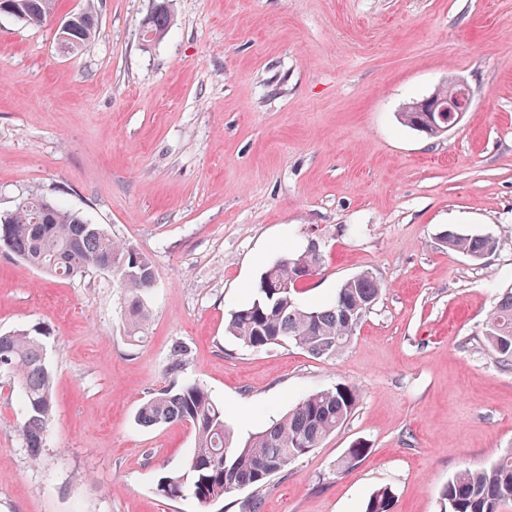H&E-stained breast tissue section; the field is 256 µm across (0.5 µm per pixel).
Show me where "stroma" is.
I'll return each instance as SVG.
<instances>
[{"mask_svg": "<svg viewBox=\"0 0 512 512\" xmlns=\"http://www.w3.org/2000/svg\"><path fill=\"white\" fill-rule=\"evenodd\" d=\"M92 3L95 39L67 53L57 23L0 16V214L44 194L84 212L153 263L145 333L130 336L112 274L45 276L0 250V333L38 329L53 418L38 454L0 372V512H363L391 488L394 512H439L468 466L512 448V370L484 341L512 284V0H170L168 34L147 43L154 0ZM465 80L464 119L431 138L401 124L405 103ZM489 235L476 262L445 231ZM317 240L301 305L346 279L385 285L333 361L228 335L262 271ZM189 351L167 371L174 344ZM347 382L350 419L260 491L200 505L159 496L193 434L143 427V401L196 382L236 438L308 393ZM369 455L333 472L353 443Z\"/></svg>", "mask_w": 512, "mask_h": 512, "instance_id": "1", "label": "stroma"}]
</instances>
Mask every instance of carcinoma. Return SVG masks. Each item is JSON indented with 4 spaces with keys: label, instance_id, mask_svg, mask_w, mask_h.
Here are the masks:
<instances>
[{
    "label": "carcinoma",
    "instance_id": "1",
    "mask_svg": "<svg viewBox=\"0 0 512 512\" xmlns=\"http://www.w3.org/2000/svg\"><path fill=\"white\" fill-rule=\"evenodd\" d=\"M17 19L40 27L55 13L56 0H16ZM75 21L71 51L91 42L98 30V16L87 5L69 14ZM168 7H158L147 19L145 34L163 38L169 28ZM6 248L38 270L58 278H73L91 269H106L128 294L130 331L140 332L150 319L142 296L154 280L150 259L133 245L113 238L83 212L65 208L38 194L25 197L0 223ZM448 247L474 261L493 251L496 241L485 235H445ZM322 252L313 256L303 250L287 255L261 274L258 296L234 311L226 332L242 345L266 350L293 344L316 358L335 360L355 335L363 318L381 295L384 284L364 272L345 280L328 302L305 307L297 301L300 285L319 273ZM289 281L288 291L265 287L268 280ZM37 329H21L0 335V371L16 380L22 419L19 434L32 455L42 446L45 428L52 417L51 374L45 365ZM485 342L497 364L512 369V287L505 288L489 314ZM187 348H173L167 371H182ZM359 390L339 382L333 388L312 392L287 414L261 432L244 440L234 438L224 421V409L197 384L172 386L151 394L137 411L146 427L187 423L194 447L186 470L161 476L157 491L174 500L189 491L202 505L218 501L233 487L259 488L270 478L288 471V465L319 447L342 427L360 402ZM370 448L357 443L334 464L338 473L360 463ZM512 505V452L492 465L464 469L448 480L440 493V512H503ZM394 496L380 489L368 500L365 512H393Z\"/></svg>",
    "mask_w": 512,
    "mask_h": 512
}]
</instances>
